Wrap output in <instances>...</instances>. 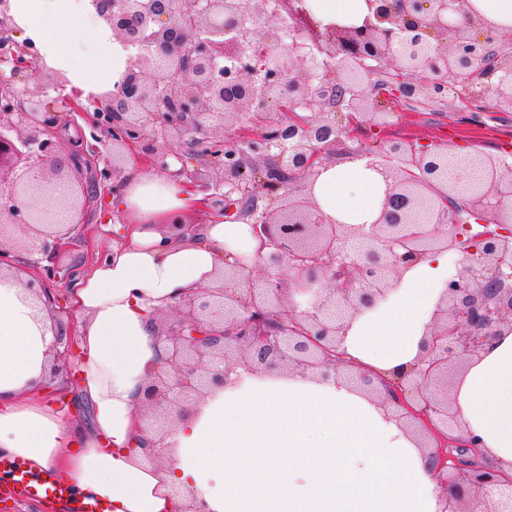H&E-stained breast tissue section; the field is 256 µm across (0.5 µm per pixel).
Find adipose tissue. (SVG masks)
Returning a JSON list of instances; mask_svg holds the SVG:
<instances>
[{"instance_id":"ef3b65f1","label":"adipose tissue","mask_w":512,"mask_h":512,"mask_svg":"<svg viewBox=\"0 0 512 512\" xmlns=\"http://www.w3.org/2000/svg\"><path fill=\"white\" fill-rule=\"evenodd\" d=\"M18 40L81 101L121 81L132 51L112 35L91 0H10ZM386 183L348 157L320 169L306 188L329 223L372 224ZM196 198L181 177L136 173L109 208L127 223L70 293L80 325L81 392L90 425L41 397L54 343L46 306L25 275L0 276V451L35 472L59 473L83 502L111 512H440L442 489L404 422L343 378L274 371L229 378L195 403L163 439L160 462L134 442L145 391L166 353L157 316L215 283L225 262L255 265L251 224L207 221L195 234L175 226ZM451 275L448 254L407 265L386 301L351 317L341 351L388 379L416 363ZM462 433L512 463V331L452 379Z\"/></svg>"}]
</instances>
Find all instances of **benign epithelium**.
<instances>
[{
	"mask_svg": "<svg viewBox=\"0 0 512 512\" xmlns=\"http://www.w3.org/2000/svg\"><path fill=\"white\" fill-rule=\"evenodd\" d=\"M9 0H0V240L7 225L38 237L32 267L67 247L79 225L46 223V205L74 213L84 207L81 181L62 169L58 144L30 130L56 122L41 90L17 111L15 81L39 69L38 52L14 39ZM112 35L137 50L116 90L94 100L92 124L130 146L152 132L170 148L149 159L167 172V158L187 154L221 172L224 189L201 187L199 204L252 219L266 252L254 268L225 263L218 283L174 305L179 318L159 331L166 356L147 388L141 439L152 462L163 449L150 436L184 417L205 390L222 386L237 367L248 373L285 370L322 379L344 377L394 408L428 450L446 490L443 512H475L500 486L493 512H512V473L462 457L475 438L448 433L458 425L449 373L491 346L512 326V165L487 158L482 183L458 197L451 151H407L387 140L351 154L386 178L379 218L366 226L326 224L303 179L333 162L354 126L382 129L379 99L448 103L460 91L467 106L492 93L512 111V28L486 20L472 0H366L359 25L318 19L307 0H92ZM278 105L288 118L249 135L229 119ZM346 115L343 124L326 108ZM223 129L225 136L211 132ZM256 159L261 180L246 184ZM436 249L459 254L423 342L417 367L378 386L345 373L337 347L348 319L392 291L399 268ZM30 295L56 302L41 278ZM53 320V362L69 364L73 329Z\"/></svg>",
	"mask_w": 512,
	"mask_h": 512,
	"instance_id": "benign-epithelium-1",
	"label": "benign epithelium"
}]
</instances>
